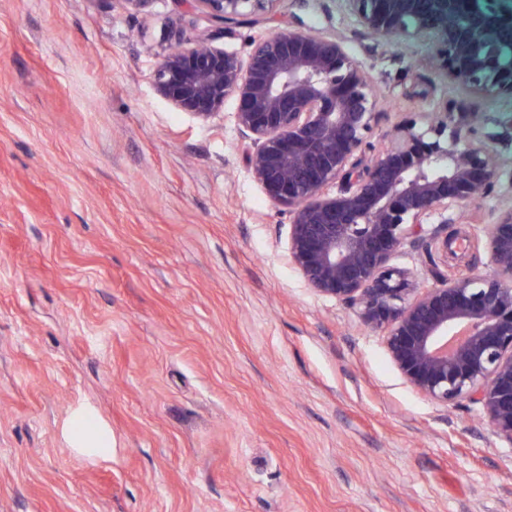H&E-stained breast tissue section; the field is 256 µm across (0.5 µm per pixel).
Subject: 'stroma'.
<instances>
[{
  "label": "stroma",
  "instance_id": "1",
  "mask_svg": "<svg viewBox=\"0 0 512 512\" xmlns=\"http://www.w3.org/2000/svg\"><path fill=\"white\" fill-rule=\"evenodd\" d=\"M288 24L370 73L372 149L460 99L427 46L335 0L227 30L186 0H0V512H512V446L479 407L409 386L289 264L234 100L201 120L153 85L173 26L243 55ZM457 229L452 278L490 263L484 225ZM80 406L111 459L65 443Z\"/></svg>",
  "mask_w": 512,
  "mask_h": 512
}]
</instances>
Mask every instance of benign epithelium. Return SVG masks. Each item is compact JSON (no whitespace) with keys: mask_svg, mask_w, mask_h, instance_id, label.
I'll list each match as a JSON object with an SVG mask.
<instances>
[{"mask_svg":"<svg viewBox=\"0 0 512 512\" xmlns=\"http://www.w3.org/2000/svg\"><path fill=\"white\" fill-rule=\"evenodd\" d=\"M223 24L262 17L279 0H191ZM366 34L432 47L435 72L463 96L458 111L422 112L395 127L370 159L374 82L343 40L300 27L255 39L244 56L209 36L176 31L154 85L175 108L201 118L237 103L246 165L266 197L291 215L288 259L316 293L355 309L383 333L405 381L446 405L481 406L512 445V203L495 209L488 271L417 291L393 263L405 248L442 250L463 211L498 178L496 135L474 98L512 97V0H336Z\"/></svg>","mask_w":512,"mask_h":512,"instance_id":"obj_1","label":"benign epithelium"}]
</instances>
